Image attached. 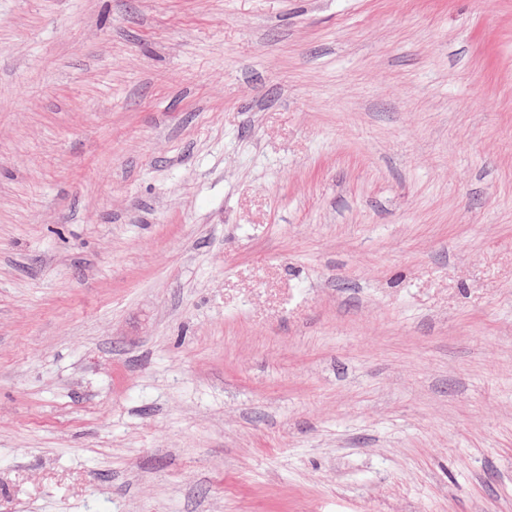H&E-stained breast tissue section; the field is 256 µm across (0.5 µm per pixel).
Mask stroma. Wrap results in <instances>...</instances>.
Listing matches in <instances>:
<instances>
[{"instance_id": "35a3bbf8", "label": "stroma", "mask_w": 512, "mask_h": 512, "mask_svg": "<svg viewBox=\"0 0 512 512\" xmlns=\"http://www.w3.org/2000/svg\"><path fill=\"white\" fill-rule=\"evenodd\" d=\"M0 512H512V0H0Z\"/></svg>"}]
</instances>
